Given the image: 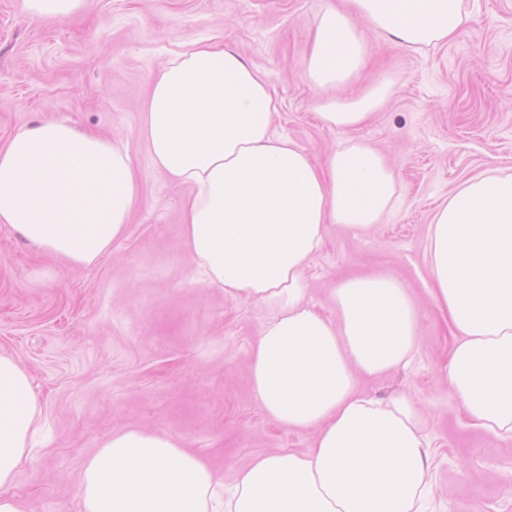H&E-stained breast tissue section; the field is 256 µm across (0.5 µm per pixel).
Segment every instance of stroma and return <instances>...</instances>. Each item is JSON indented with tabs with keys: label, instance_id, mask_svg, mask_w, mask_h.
Wrapping results in <instances>:
<instances>
[{
	"label": "stroma",
	"instance_id": "obj_1",
	"mask_svg": "<svg viewBox=\"0 0 512 512\" xmlns=\"http://www.w3.org/2000/svg\"><path fill=\"white\" fill-rule=\"evenodd\" d=\"M322 0H85L61 24L0 0V141L39 120H66L123 143L141 201L125 236L95 266L71 268L0 227V353L28 372L44 432L8 496L25 512H76L86 460L112 432L166 434L232 486L257 456L307 451L313 432L268 421L250 383L269 313L193 279L181 242L191 189L155 172L138 127L153 76L194 41L223 37L264 72L275 124L318 161L350 141L394 169L389 220L354 236L330 227L306 270L309 298L334 317L333 288L384 272L417 305L410 364L361 376L360 392L407 395L430 441L436 512H512V442L468 426L444 370L454 336L430 291L426 252L435 209L472 176L512 173V0H473L480 17L448 44L414 53L368 34L369 68L349 87L390 82L354 129L322 127L303 78Z\"/></svg>",
	"mask_w": 512,
	"mask_h": 512
}]
</instances>
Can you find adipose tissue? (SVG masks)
I'll return each instance as SVG.
<instances>
[{
	"instance_id": "ef3b65f1",
	"label": "adipose tissue",
	"mask_w": 512,
	"mask_h": 512,
	"mask_svg": "<svg viewBox=\"0 0 512 512\" xmlns=\"http://www.w3.org/2000/svg\"><path fill=\"white\" fill-rule=\"evenodd\" d=\"M404 48L451 41L475 13L466 0H327L314 16L305 78L316 89L357 78L368 43L356 26ZM380 81L355 100L318 104L327 128L364 124L385 100ZM266 76L223 41H199L155 75L139 140L152 168L189 185L182 245L193 274L234 301L265 306L251 384L265 416L315 430L303 453L256 457L232 492L170 436L125 429L83 470L78 512H420L430 474L424 419L405 396L356 388L408 364L417 309L392 275L349 278L333 289L335 318L310 302L305 275L329 226L368 232L397 201L394 174L360 141L324 163L281 134ZM139 202L130 155L119 142L42 121L0 144V225L68 266L95 265L126 233ZM431 292L456 340L445 369L472 427L512 438V174L485 172L435 211L428 230ZM40 405L27 373L0 354L2 495L32 459Z\"/></svg>"
}]
</instances>
